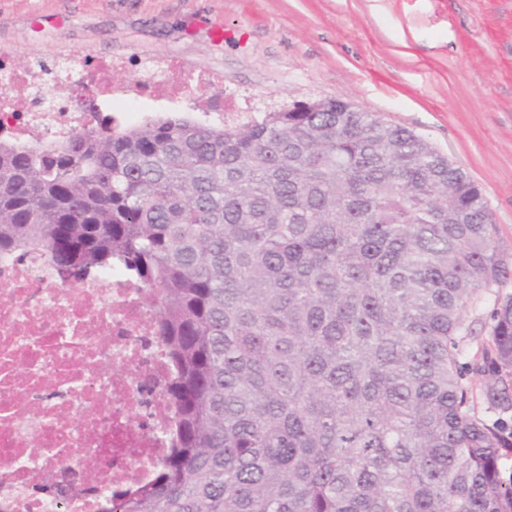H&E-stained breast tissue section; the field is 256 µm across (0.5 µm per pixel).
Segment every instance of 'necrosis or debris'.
<instances>
[{"mask_svg":"<svg viewBox=\"0 0 512 512\" xmlns=\"http://www.w3.org/2000/svg\"><path fill=\"white\" fill-rule=\"evenodd\" d=\"M181 78L162 66L127 86L100 77L104 103L181 106ZM0 122L60 140L94 116L49 94L42 67L14 72ZM157 313L121 263L75 281L41 258H0V512H60L49 486L68 480L61 512H98L110 482L80 477L95 454L112 479H148L169 446L172 414Z\"/></svg>","mask_w":512,"mask_h":512,"instance_id":"4bbe7bcc","label":"necrosis or debris"}]
</instances>
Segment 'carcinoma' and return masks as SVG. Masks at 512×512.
I'll list each match as a JSON object with an SVG mask.
<instances>
[{"label": "carcinoma", "mask_w": 512, "mask_h": 512, "mask_svg": "<svg viewBox=\"0 0 512 512\" xmlns=\"http://www.w3.org/2000/svg\"><path fill=\"white\" fill-rule=\"evenodd\" d=\"M497 235L430 141L341 98L0 139V255L123 262L168 348L172 448L99 512H512V295L461 363L512 280ZM497 291L502 294L512 293V281H507L499 288H493V291L483 293L482 297L469 308L466 325L473 330L472 336L465 338L461 343L464 350L461 362L473 363L477 357L479 358L482 345L488 339L489 317L494 307Z\"/></svg>", "instance_id": "obj_1"}]
</instances>
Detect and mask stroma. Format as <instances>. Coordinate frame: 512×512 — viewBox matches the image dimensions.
I'll list each match as a JSON object with an SVG mask.
<instances>
[{"label": "stroma", "instance_id": "obj_1", "mask_svg": "<svg viewBox=\"0 0 512 512\" xmlns=\"http://www.w3.org/2000/svg\"><path fill=\"white\" fill-rule=\"evenodd\" d=\"M1 51L51 83L72 58L123 61L116 83L159 61L204 71L210 82L186 89L178 111L192 121L210 99L228 118L262 99H348L478 183L512 252V0H0ZM496 293L467 312L465 362L488 339Z\"/></svg>", "mask_w": 512, "mask_h": 512}]
</instances>
